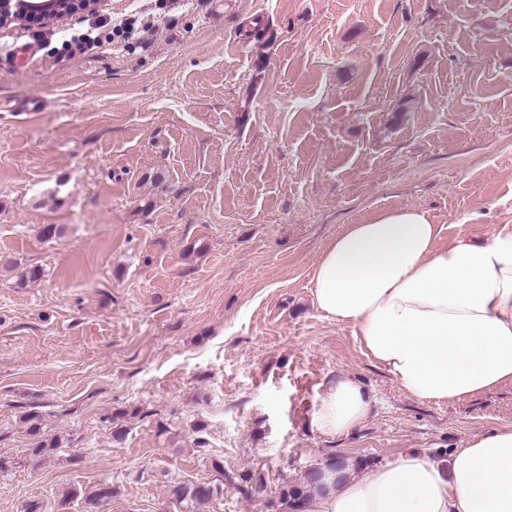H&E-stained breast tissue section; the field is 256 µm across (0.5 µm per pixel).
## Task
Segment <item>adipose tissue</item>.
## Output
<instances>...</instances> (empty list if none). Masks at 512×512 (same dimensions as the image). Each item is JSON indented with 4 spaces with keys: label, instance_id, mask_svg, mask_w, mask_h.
<instances>
[{
    "label": "adipose tissue",
    "instance_id": "adipose-tissue-1",
    "mask_svg": "<svg viewBox=\"0 0 512 512\" xmlns=\"http://www.w3.org/2000/svg\"><path fill=\"white\" fill-rule=\"evenodd\" d=\"M420 209L349 225L311 274L313 301L350 324L360 345L411 396L465 398L512 381V233L437 247ZM371 399L343 377L319 399L312 428L356 427ZM306 512H512V428L482 432L447 460L408 449L364 469H324Z\"/></svg>",
    "mask_w": 512,
    "mask_h": 512
}]
</instances>
